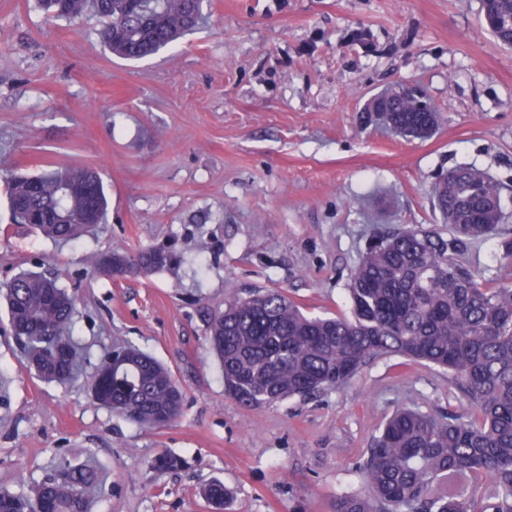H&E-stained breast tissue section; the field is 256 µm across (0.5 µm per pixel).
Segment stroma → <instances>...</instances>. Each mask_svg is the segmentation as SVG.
Instances as JSON below:
<instances>
[{"label":"stroma","mask_w":512,"mask_h":512,"mask_svg":"<svg viewBox=\"0 0 512 512\" xmlns=\"http://www.w3.org/2000/svg\"><path fill=\"white\" fill-rule=\"evenodd\" d=\"M205 22L172 47L124 60L101 22L47 17L0 0V287L21 271L75 297L83 351L69 384L44 380L0 301V489L31 493L67 464L97 470L89 512H333L365 494L360 467L403 407L466 413L442 369L392 356L346 385L246 407L224 391L208 342L227 294L277 289L312 317L349 315L347 285L369 244L398 224L446 231L438 176L469 165L502 188L495 235L468 260L512 278V48L483 22L484 0H204ZM423 89L440 114L428 139L364 123L392 83ZM97 169L109 221L55 242L9 221L16 173ZM172 251L171 266L119 282L90 253ZM133 345L172 372L180 417L147 429L98 405L104 353ZM169 452L180 468L159 472Z\"/></svg>","instance_id":"35a3bbf8"}]
</instances>
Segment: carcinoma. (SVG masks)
<instances>
[{
  "mask_svg": "<svg viewBox=\"0 0 512 512\" xmlns=\"http://www.w3.org/2000/svg\"><path fill=\"white\" fill-rule=\"evenodd\" d=\"M53 17L103 19L99 36L113 54L138 60L193 31L203 0H40ZM491 32L512 45V0H485ZM421 92L396 83L373 98L369 112L404 136L423 138L437 112L412 105ZM450 233L399 224L372 245L353 270L352 317L305 315L279 290L224 300L209 325L224 369L225 392L240 404L271 405L345 385L369 360L401 355L448 371L473 408L469 417L401 408L387 420L361 467L368 494L336 501L335 512H512V281L487 279L466 260L471 245L502 220V189L485 172L458 166L431 189ZM7 196L12 220L54 241H76L107 223L109 200L99 172L87 166L15 176ZM170 261L157 250L115 249L87 262L101 276L150 274ZM12 332L46 380L75 378L77 347L69 331L72 297L53 277L17 275L4 291ZM93 399L141 427L177 420L183 394L171 371L131 346L109 350L98 367ZM488 479L478 492L475 477ZM98 491L93 471L67 465L33 496L0 492V512H85ZM227 502L221 482L202 489Z\"/></svg>",
  "mask_w": 512,
  "mask_h": 512,
  "instance_id": "1",
  "label": "carcinoma"
}]
</instances>
